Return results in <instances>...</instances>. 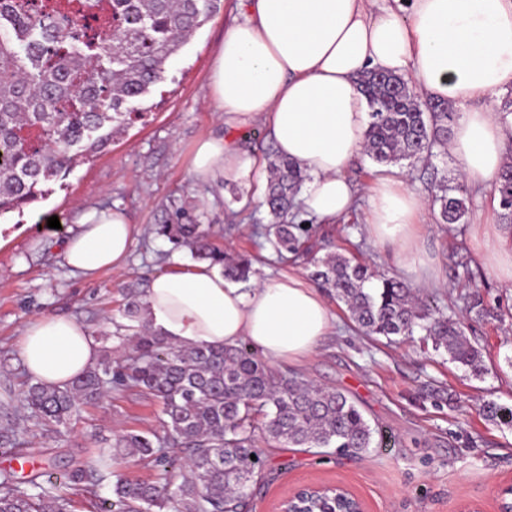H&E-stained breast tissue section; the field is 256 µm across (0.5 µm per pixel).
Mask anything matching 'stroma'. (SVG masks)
<instances>
[{
	"label": "stroma",
	"mask_w": 512,
	"mask_h": 512,
	"mask_svg": "<svg viewBox=\"0 0 512 512\" xmlns=\"http://www.w3.org/2000/svg\"><path fill=\"white\" fill-rule=\"evenodd\" d=\"M239 16L238 0H220L215 13L167 63V79L146 98L147 114L127 135L79 164L46 199L0 219V387L21 395L28 377L19 358L25 323L50 313L75 317L100 346L130 355L138 325L124 315L126 292H145L166 266L191 265L189 249H172L155 233L174 221L177 210L199 217L212 240L225 251L253 257L258 281L282 275L307 276L304 261H282L263 243L270 217L244 182L195 183L191 159L197 144L224 133L210 103L208 77L224 32ZM409 186L427 194L432 178L456 184L460 165L451 154L432 158L427 167H410ZM492 189L472 192V204L460 236L445 232L433 211L424 214L422 240L442 272L445 287L425 292L427 303L461 320L465 334L482 352L485 372L476 376L434 349L422 331L412 338L366 336L357 330L344 304L323 299L336 317V329L303 365L269 361V369L340 390L364 418L384 433L382 444L360 454L331 448L288 447L256 435L264 460L247 512H275L279 501L308 483L342 484L357 494L368 512H460L467 503L497 512L502 488L512 484V423L489 420L482 401L512 408V286L499 281L472 231L497 224L500 208ZM117 207L127 212L139 235L125 267L85 276L72 273L59 242L76 229L83 212ZM60 226L48 228L50 217ZM314 242L390 276L400 275L392 257L370 240L364 211L355 209L333 224L314 227ZM465 246L487 303L495 316L469 314L463 297L467 282L457 277L452 254ZM161 403L135 389L111 390L94 404L80 405L67 424L48 428L29 422L14 454L0 453V472L39 482L66 481L69 472L107 448L117 435L162 432Z\"/></svg>",
	"instance_id": "obj_1"
}]
</instances>
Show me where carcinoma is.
Returning a JSON list of instances; mask_svg holds the SVG:
<instances>
[{
    "label": "carcinoma",
    "mask_w": 512,
    "mask_h": 512,
    "mask_svg": "<svg viewBox=\"0 0 512 512\" xmlns=\"http://www.w3.org/2000/svg\"><path fill=\"white\" fill-rule=\"evenodd\" d=\"M220 0H0V217L21 213L45 198L52 185L87 155L104 147L141 117V101L164 79L168 61L217 10ZM81 24L73 26L71 17ZM369 106L365 153L379 163L430 159L448 143L457 114L446 101L419 100L403 76L368 70L358 79ZM307 176L277 158L269 165L266 205L272 222L265 235L276 254L308 255L311 228L296 221V199ZM503 222L512 226V161L493 181ZM470 205L465 184H441L431 194L437 223L462 224ZM156 234L173 249L224 269L246 282L252 259L231 256L211 242L202 224L182 213ZM309 278L344 302L367 336L403 338L425 332L451 360L483 374L480 350L462 324L433 314L400 277H384L350 258L330 253L313 258ZM466 307L495 317L479 290ZM135 388L162 404L164 435L126 433L117 451L137 454L157 468L153 482L119 479L113 498L97 488L111 475L110 455L79 466L65 486L0 473V512H76L74 497L90 512H241L264 461L254 450L255 422L266 435L291 447L364 451L375 430L343 392L297 377L274 376L246 342L237 346L177 347L148 325L133 354L104 349L95 366L64 386H28L23 405L44 427L66 424L80 404L95 403L112 387ZM490 420L512 422V409L486 401ZM25 420L0 425V451L19 445ZM184 449L176 463L165 448Z\"/></svg>",
    "instance_id": "carcinoma-1"
}]
</instances>
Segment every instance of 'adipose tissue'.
I'll use <instances>...</instances> for the list:
<instances>
[{"label":"adipose tissue","instance_id":"obj_1","mask_svg":"<svg viewBox=\"0 0 512 512\" xmlns=\"http://www.w3.org/2000/svg\"><path fill=\"white\" fill-rule=\"evenodd\" d=\"M374 2L239 0L241 19L225 32L209 75L224 135L197 147V182L265 185L267 159L238 140L260 121L277 154L306 173L300 200L309 216L332 223L346 215L357 201L346 172L364 150L368 121L357 80L371 69L406 75L422 98L459 106L448 149L468 186L492 182L512 150V121L484 100L512 94V0ZM423 211L422 197L384 167L368 194L365 229L417 285L436 287L439 271L416 230ZM136 234L121 209L87 212L62 242L63 258L85 275L118 270ZM482 248L511 284L512 226L491 225ZM143 301L148 325L180 347L247 342L278 362L303 363L334 327L317 288L300 277L245 288L207 263L156 274ZM19 356L35 381L62 386L93 367L100 348L73 318L47 314L26 323Z\"/></svg>","mask_w":512,"mask_h":512}]
</instances>
